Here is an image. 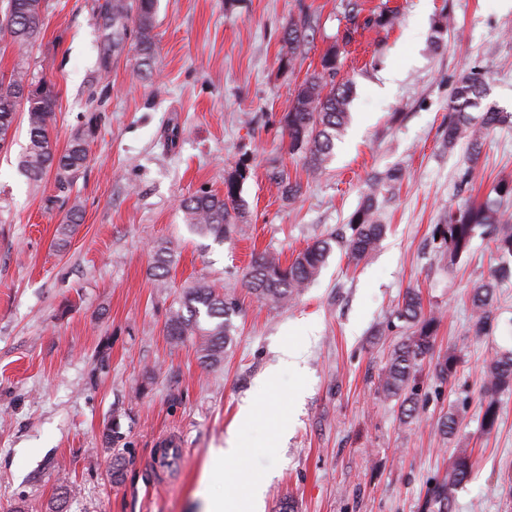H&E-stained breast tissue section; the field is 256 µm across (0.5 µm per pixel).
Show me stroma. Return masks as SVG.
Returning a JSON list of instances; mask_svg holds the SVG:
<instances>
[{
  "label": "stroma",
  "mask_w": 512,
  "mask_h": 512,
  "mask_svg": "<svg viewBox=\"0 0 512 512\" xmlns=\"http://www.w3.org/2000/svg\"><path fill=\"white\" fill-rule=\"evenodd\" d=\"M46 2L43 35L24 55L0 51V70L22 60L53 80L52 137L62 150L89 114L105 0ZM384 6L398 13L394 28L359 29L341 55L352 119L320 176L289 154L280 120L348 27L344 0H158L156 69L140 77L132 50L113 63L91 161L74 188L83 221L65 248L54 244L56 213L43 207L53 176L35 188L18 170V117L0 150V512H51L63 480L72 488L65 512H202V492L230 490L205 469L232 437L251 450L243 482L268 484L265 512L285 500L295 512H420L458 448L472 449L473 466L448 512H512V389L497 396L494 429L481 425L485 364L512 348V280L497 293L496 332L471 335L470 292L499 258L480 228L455 265L432 237L450 204L484 201L512 180V127L489 134L465 195L466 152L443 144L455 82L469 68L487 77L486 104L512 112V0L365 2L369 12ZM304 13L313 38L282 64V28ZM445 13L453 24L437 48L432 24ZM240 164L250 170L241 233L219 242L190 231L181 199L223 191ZM276 164L301 182L299 197L269 180ZM393 167L405 177L379 197L388 231L371 256L352 265L334 245L317 281L284 308L245 288L252 251L288 261L345 233L370 178ZM162 239L176 262L161 286L150 266ZM200 280L237 303L218 369L165 335L169 307ZM409 288L440 315L436 353H454L459 366L445 382L430 364L418 368V418L406 424L379 380L406 334L391 312ZM287 345L302 348L303 372L280 369L265 417L239 430L240 407L257 398ZM450 411L458 424L446 435L440 421ZM282 418L288 435L279 442ZM114 425L116 442L107 437ZM166 435L181 436L185 453L164 482L154 463ZM117 452L125 466L115 484Z\"/></svg>",
  "instance_id": "obj_1"
}]
</instances>
